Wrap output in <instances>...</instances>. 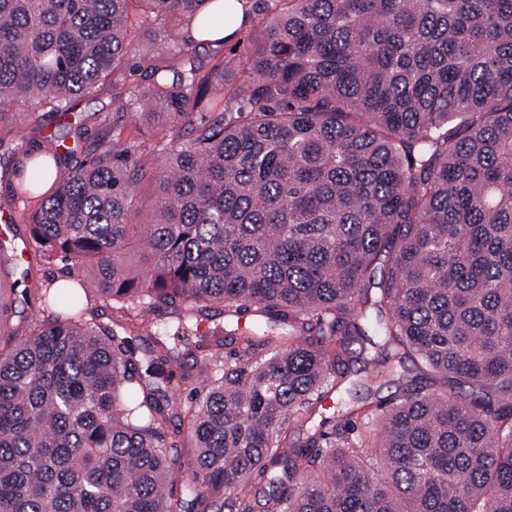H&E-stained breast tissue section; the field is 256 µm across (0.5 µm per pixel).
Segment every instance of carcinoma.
Masks as SVG:
<instances>
[{"mask_svg":"<svg viewBox=\"0 0 512 512\" xmlns=\"http://www.w3.org/2000/svg\"><path fill=\"white\" fill-rule=\"evenodd\" d=\"M278 2L229 71L174 33L212 0H0V119L109 80L205 113L154 165L115 119L76 168L22 150L13 194L55 170L27 221L73 276L24 336L0 297V512H512V0ZM158 16L166 64L128 87ZM206 303L228 320L178 375L150 314ZM355 342L443 389L313 422Z\"/></svg>","mask_w":512,"mask_h":512,"instance_id":"carcinoma-1","label":"carcinoma"}]
</instances>
